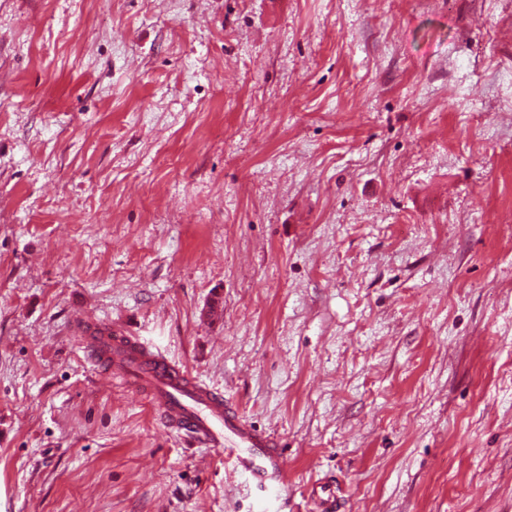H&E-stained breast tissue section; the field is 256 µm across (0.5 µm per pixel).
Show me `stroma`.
Returning <instances> with one entry per match:
<instances>
[{
    "instance_id": "35a3bbf8",
    "label": "stroma",
    "mask_w": 512,
    "mask_h": 512,
    "mask_svg": "<svg viewBox=\"0 0 512 512\" xmlns=\"http://www.w3.org/2000/svg\"><path fill=\"white\" fill-rule=\"evenodd\" d=\"M274 435L280 492L72 334ZM512 512V0H0V512Z\"/></svg>"
}]
</instances>
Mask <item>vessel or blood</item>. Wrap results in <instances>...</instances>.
<instances>
[{"label":"vessel or blood","instance_id":"b4317fda","mask_svg":"<svg viewBox=\"0 0 512 512\" xmlns=\"http://www.w3.org/2000/svg\"><path fill=\"white\" fill-rule=\"evenodd\" d=\"M72 329L83 338L91 364L145 393L171 428L199 445L223 449L257 489L287 483L285 452L270 434L243 422L222 399L138 337L118 324L97 323L80 313Z\"/></svg>","mask_w":512,"mask_h":512}]
</instances>
